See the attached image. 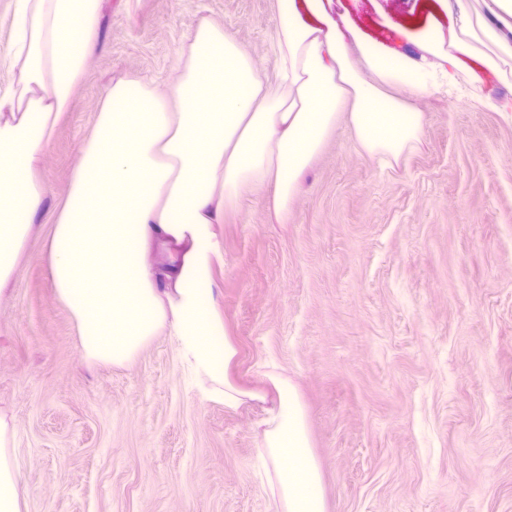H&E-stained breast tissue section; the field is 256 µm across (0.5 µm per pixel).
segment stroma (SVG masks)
<instances>
[{"label": "stroma", "instance_id": "obj_1", "mask_svg": "<svg viewBox=\"0 0 512 512\" xmlns=\"http://www.w3.org/2000/svg\"><path fill=\"white\" fill-rule=\"evenodd\" d=\"M274 0H104L97 49L46 148L47 193L0 291V416L20 512H272L259 458L269 375L305 403L328 512H512V83L412 94L418 150L387 169L339 128L287 223L271 197L225 209L213 288L254 399L208 398L160 333L129 363L85 357L58 300L49 239L101 94L162 81L205 17L272 71ZM429 0H332L391 46Z\"/></svg>", "mask_w": 512, "mask_h": 512}]
</instances>
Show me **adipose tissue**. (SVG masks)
I'll list each match as a JSON object with an SVG mask.
<instances>
[{
    "label": "adipose tissue",
    "mask_w": 512,
    "mask_h": 512,
    "mask_svg": "<svg viewBox=\"0 0 512 512\" xmlns=\"http://www.w3.org/2000/svg\"><path fill=\"white\" fill-rule=\"evenodd\" d=\"M482 6L436 0L433 21L415 35V58L332 21L328 0H275L274 75L257 69L231 30L204 18L166 86L137 76L112 82L49 244L56 295L84 355L121 366L165 331L225 406L250 398L228 378L237 349L214 296V225L225 207L268 189L285 221L299 176L340 126L358 150L391 165L423 135L407 95L475 88L488 71L512 79V0ZM102 7L22 0L13 14L16 88L0 96V290L41 213L39 158L97 46ZM270 382L275 402L258 453L275 473L272 508L327 512L307 408L290 380Z\"/></svg>",
    "instance_id": "adipose-tissue-1"
}]
</instances>
